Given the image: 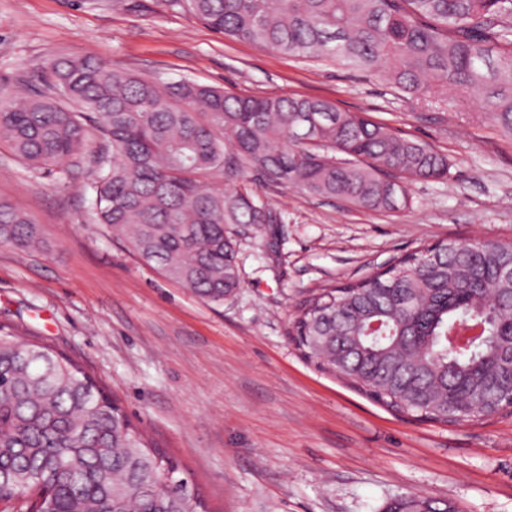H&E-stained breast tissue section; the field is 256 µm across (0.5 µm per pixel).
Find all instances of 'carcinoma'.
<instances>
[{
  "label": "carcinoma",
  "instance_id": "carcinoma-1",
  "mask_svg": "<svg viewBox=\"0 0 512 512\" xmlns=\"http://www.w3.org/2000/svg\"><path fill=\"white\" fill-rule=\"evenodd\" d=\"M225 37L291 57L332 58L407 94L454 88L512 133V0H185ZM34 171L87 163L92 219L161 274L213 303L240 288L235 227L279 224L252 190L210 181L256 172L378 212L409 185L448 177V156L299 95L161 82L89 57L47 67L42 87H0V143ZM0 242L42 244L0 200ZM303 357L418 420H478L512 407V244L440 240L296 304ZM178 462L149 441L74 359L0 336V500L42 483L31 512H210L161 483ZM383 512H457L404 495Z\"/></svg>",
  "mask_w": 512,
  "mask_h": 512
}]
</instances>
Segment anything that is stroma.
I'll return each mask as SVG.
<instances>
[{"label": "stroma", "instance_id": "1", "mask_svg": "<svg viewBox=\"0 0 512 512\" xmlns=\"http://www.w3.org/2000/svg\"><path fill=\"white\" fill-rule=\"evenodd\" d=\"M82 56L144 78L322 98L448 157L413 205L376 212L250 179L283 221L237 228L241 286L205 301L92 220L87 165L39 173L0 143V199L39 250L0 243V335L83 363L180 463L212 512H382L419 494L512 512V414L456 425L399 415L309 364L296 302L439 240L512 241V136L459 93L413 97L336 61L224 38L174 0H0V84Z\"/></svg>", "mask_w": 512, "mask_h": 512}]
</instances>
